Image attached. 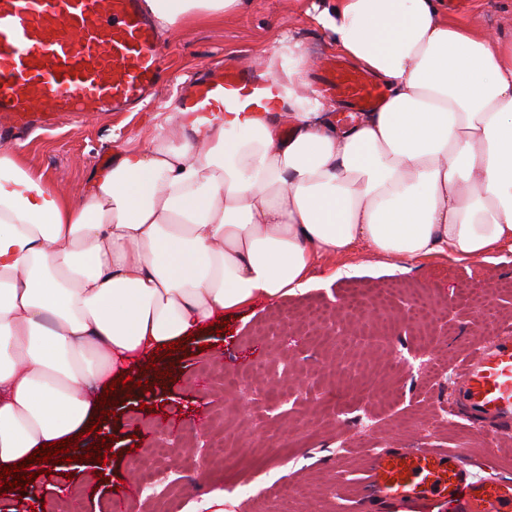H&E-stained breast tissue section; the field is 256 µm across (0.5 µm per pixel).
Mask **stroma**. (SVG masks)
<instances>
[{
	"mask_svg": "<svg viewBox=\"0 0 512 512\" xmlns=\"http://www.w3.org/2000/svg\"><path fill=\"white\" fill-rule=\"evenodd\" d=\"M311 0H250L235 16L194 24L166 37V71L158 96L134 112L65 117L57 126L15 139L0 151L77 195L94 173L124 149L145 146L157 125L175 116L187 88L210 66H248L277 53L280 40H300L319 61L330 58L304 11ZM491 39L512 37V0H466L446 10ZM353 275H343L344 267ZM316 282L304 293L259 304L230 319L228 332L188 342L172 377L153 390H134L116 405L109 469L64 463L35 476L20 493L0 495V512H112L117 488L132 489L127 512H149L142 472L154 467L152 448L165 434L183 446L166 458L175 482L157 487L180 512H206V497L224 491L225 512H356L354 500L368 456L384 448H460L512 479V444L492 432L433 421L455 397V377L472 347L491 334L512 332V252L460 263L438 257L389 269L364 249L318 260ZM396 285L380 300L375 286ZM489 294L481 312L459 302L461 288ZM445 363L430 377L427 359ZM348 394L342 427L317 400L319 387Z\"/></svg>",
	"mask_w": 512,
	"mask_h": 512,
	"instance_id": "stroma-1",
	"label": "stroma"
}]
</instances>
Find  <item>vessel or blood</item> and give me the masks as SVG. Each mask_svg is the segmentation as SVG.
Instances as JSON below:
<instances>
[{
  "label": "vessel or blood",
  "instance_id": "obj_1",
  "mask_svg": "<svg viewBox=\"0 0 512 512\" xmlns=\"http://www.w3.org/2000/svg\"><path fill=\"white\" fill-rule=\"evenodd\" d=\"M164 66L142 0H0V130L52 127L67 114L122 112L157 89ZM322 86L354 112L381 107L384 92L363 69L323 72ZM277 83L223 66L192 85L182 111L202 120L263 112ZM455 413L512 438V336L476 344L462 364ZM512 512V480L480 475L453 448L375 452L359 487L361 512Z\"/></svg>",
  "mask_w": 512,
  "mask_h": 512
}]
</instances>
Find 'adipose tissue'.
<instances>
[{
    "label": "adipose tissue",
    "instance_id": "ef3b65f1",
    "mask_svg": "<svg viewBox=\"0 0 512 512\" xmlns=\"http://www.w3.org/2000/svg\"><path fill=\"white\" fill-rule=\"evenodd\" d=\"M248 0H147L173 33ZM311 21L385 87L337 125L293 64L272 110L190 113L119 152L78 198L0 153V468L88 429L97 392L171 369L158 346L259 300L305 292L318 259L362 247L409 263L512 251V40L440 0H323ZM292 122L290 137L277 125Z\"/></svg>",
    "mask_w": 512,
    "mask_h": 512
}]
</instances>
